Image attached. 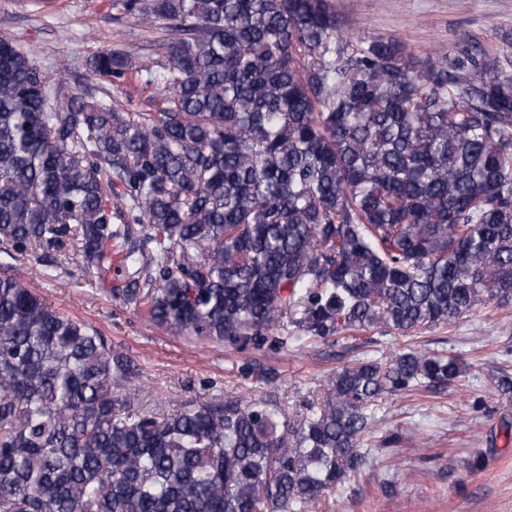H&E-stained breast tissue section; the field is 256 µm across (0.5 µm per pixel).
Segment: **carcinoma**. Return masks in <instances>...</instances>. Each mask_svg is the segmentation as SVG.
<instances>
[{
	"label": "carcinoma",
	"instance_id": "carcinoma-1",
	"mask_svg": "<svg viewBox=\"0 0 512 512\" xmlns=\"http://www.w3.org/2000/svg\"><path fill=\"white\" fill-rule=\"evenodd\" d=\"M166 22L128 112L0 39V252L73 244L159 328L230 345L409 334L512 303V76L479 50H347L330 0H114ZM89 77L116 90L130 56ZM145 236L129 244L130 226ZM410 351L336 372L297 422L223 394L139 407L128 356L0 271V512H309L360 469L382 395L452 384Z\"/></svg>",
	"mask_w": 512,
	"mask_h": 512
}]
</instances>
